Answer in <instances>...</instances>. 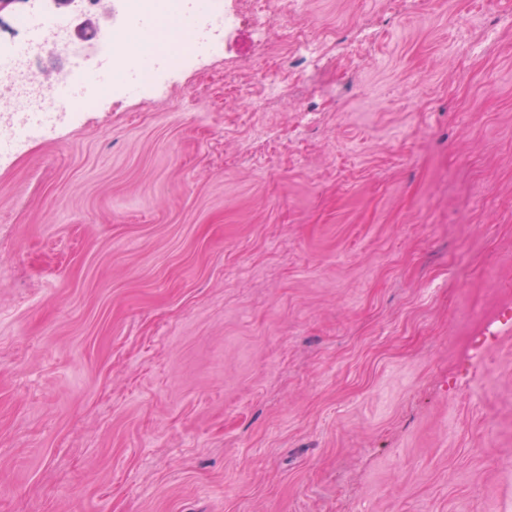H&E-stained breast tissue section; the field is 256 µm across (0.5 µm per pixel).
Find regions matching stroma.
<instances>
[{
  "label": "stroma",
  "instance_id": "1",
  "mask_svg": "<svg viewBox=\"0 0 512 512\" xmlns=\"http://www.w3.org/2000/svg\"><path fill=\"white\" fill-rule=\"evenodd\" d=\"M369 22L328 97L245 28L0 159V512H512V0L288 16ZM284 69V62L275 59H267L260 66L257 74L266 97L278 98L287 93Z\"/></svg>",
  "mask_w": 512,
  "mask_h": 512
}]
</instances>
